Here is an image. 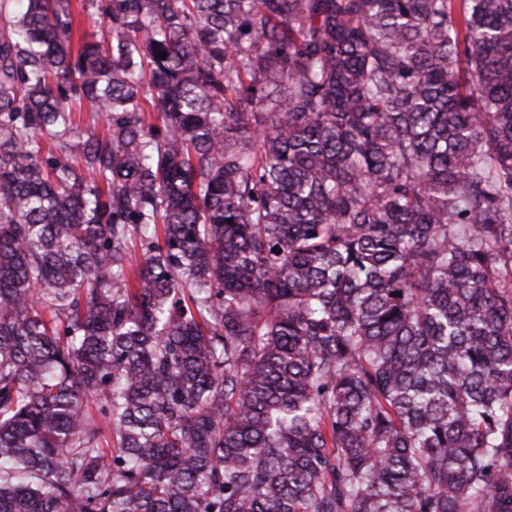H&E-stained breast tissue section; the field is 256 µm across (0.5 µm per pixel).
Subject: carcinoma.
Masks as SVG:
<instances>
[{
  "instance_id": "carcinoma-1",
  "label": "carcinoma",
  "mask_w": 512,
  "mask_h": 512,
  "mask_svg": "<svg viewBox=\"0 0 512 512\" xmlns=\"http://www.w3.org/2000/svg\"><path fill=\"white\" fill-rule=\"evenodd\" d=\"M14 2L0 512H512V0Z\"/></svg>"
}]
</instances>
